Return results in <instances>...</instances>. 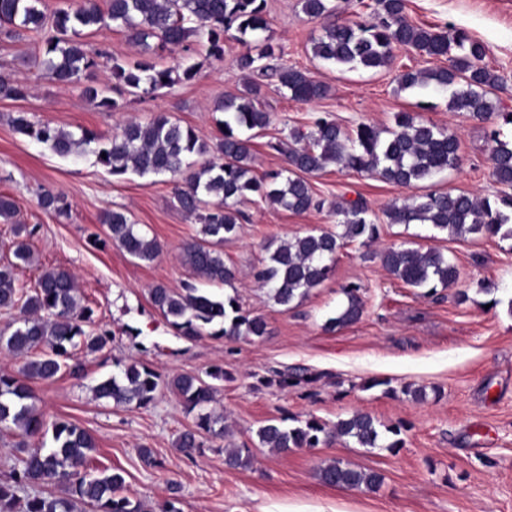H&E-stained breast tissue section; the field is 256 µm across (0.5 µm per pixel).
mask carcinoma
Returning <instances> with one entry per match:
<instances>
[{
    "label": "carcinoma",
    "mask_w": 512,
    "mask_h": 512,
    "mask_svg": "<svg viewBox=\"0 0 512 512\" xmlns=\"http://www.w3.org/2000/svg\"><path fill=\"white\" fill-rule=\"evenodd\" d=\"M35 0H0V25L41 36L43 74L62 87L93 71L98 62L77 40L79 29H123L130 40L146 54L183 46L192 37L206 48V57L224 55V37L230 30L236 39L246 42L255 38L254 51L237 60L240 70L278 75L281 85L297 101L312 102L324 98L328 87L309 72L281 65L272 67L266 61L281 57L268 37L266 0H108L107 10L96 0H83L74 11L48 14L34 5ZM301 11L309 19H326L336 11L333 0H300ZM374 21H352L327 24L323 34L313 41V57L341 69L377 70L388 66L396 45L406 46L429 57H445L457 51L447 68L428 71H406L400 77L404 89L433 88L449 92L448 108L464 111L485 119L499 111L493 90L501 77L484 63V44L463 30L436 31L414 25L405 15L406 0H376ZM199 64L177 71L158 68L148 58L133 62L113 61L114 90L122 95L151 94L178 81H189ZM26 85L0 77V97L23 99ZM261 88L250 85L240 97L224 100V131L210 145L200 139L190 126H183L160 113L147 122L130 120L110 137L84 130L81 136L53 127L36 124L20 112L12 118L16 132L61 156L80 155L92 147L97 161L115 177L129 172L141 176L165 175L181 177L174 194L179 208L196 217L201 224V237L187 243L183 259L208 284L229 285L234 269L224 262V239L233 235L241 218L238 208L250 195H256L284 209L302 213L322 202L315 199L308 175L325 169L330 162L355 171H366L383 181L399 186H418L435 175L454 170L460 163L457 136L436 124L421 119L415 112H399L391 128L379 129L360 124L354 133L344 131L327 116L314 120L313 130L305 133L293 129L290 141L270 144L288 160L287 175L268 173L253 175L251 140L241 138L238 128L264 130L270 115L260 102ZM490 159L493 175L503 187L497 201L478 198L468 193L427 192L389 207L385 215L391 224H428L451 236L466 234L501 235L512 238V140L492 138ZM202 156L198 164L190 161ZM44 208L60 215L68 204L60 193L45 192ZM340 216L339 232L307 234L278 245L263 261L257 279L269 290L275 303L288 306L327 280L337 251L346 243L367 242L379 236V225L368 218V208L353 201L336 208ZM107 238L118 243L133 259L150 263L159 255L160 245L142 233L125 212L113 210L105 214ZM36 227L17 224L12 243L13 260L0 264V308L22 305L26 313L22 325L11 333L0 332V348L27 358L23 375L0 373V424L12 423L21 430L22 440L16 448L17 458L11 481L0 482V512H16L17 489L45 482L61 487L59 495H36L26 502L24 512H77L87 504L92 512H142L141 502L124 493L125 479L119 473L104 471L94 475L80 472L88 454L96 448L93 437L66 420L46 423L30 400L34 399L31 379H51L63 371L73 373L78 367L69 364L78 346L89 353L103 350L112 340L107 329L88 332L94 323L93 310L80 303L75 277L65 269L44 272L26 294L16 287L15 270L29 265L34 256L30 239ZM390 275L405 284L436 289L446 288L458 277L455 264L435 249L391 248L381 256ZM360 286L344 288L346 303L328 322L331 329L358 322L363 314ZM152 305L181 335L196 338L203 335L227 339L261 338L267 334V323L261 316L243 310L235 295L217 297L204 288L187 283L175 292L157 285L150 294ZM231 379L224 368L216 366L207 379L181 376L167 382L188 411H197L193 428L183 431L177 448L189 455L200 447L203 434L222 438L227 433L224 417L208 410L215 401L218 388L214 382ZM161 384L154 370L135 364L127 365L121 374L101 382L96 396L110 399L117 406H145L155 399ZM52 432V446L30 444L29 439ZM395 436L381 444L383 431L369 414L354 412L329 427L316 418L289 427L285 420H270L258 430L260 443L277 452L293 448H317L332 441L353 442L361 448L394 450L402 446L401 429L386 428ZM225 464L247 467L251 464L247 448H226ZM320 481L329 486L378 489L383 477L335 459L319 470Z\"/></svg>",
    "instance_id": "carcinoma-1"
}]
</instances>
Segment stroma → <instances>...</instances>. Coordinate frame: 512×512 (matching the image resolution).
I'll return each instance as SVG.
<instances>
[{"label":"stroma","mask_w":512,"mask_h":512,"mask_svg":"<svg viewBox=\"0 0 512 512\" xmlns=\"http://www.w3.org/2000/svg\"><path fill=\"white\" fill-rule=\"evenodd\" d=\"M406 14L415 25L462 29L485 44L486 64L504 78L494 92L500 115L480 120L449 111L447 93L401 89L404 71L446 67L445 57L399 47L391 65L377 71L325 65L311 53L322 21L308 19L300 0H267L269 34L283 63L309 71L329 92L321 100L299 102L281 88L277 76L253 75L250 80L260 85L271 114L269 127L251 140L254 175L285 168V156L271 150L270 141L293 128L311 130L316 116L329 114L351 131L362 123L386 128L395 113L415 112L460 141L458 168L436 175L429 189L488 198L500 193L489 135L496 130L501 138H512V124L502 119L512 112V0H408ZM79 40L90 54L104 50L125 61L140 57L139 46L115 28L87 29ZM248 49L232 38L225 39L220 59L205 58L195 42L170 49L156 57L157 67L195 63V77L149 95H123L120 109L108 111L85 95L84 83L63 88L43 75L36 34L13 40L0 33V76L31 86L27 98L0 99V195L15 200V222L37 228L31 240L35 261L17 269V285L28 292L43 270H70L96 324L112 332L100 352L75 349L79 376L63 372L32 380L36 406L46 421L65 419L88 431L96 449L87 472L121 473L126 494L145 512H159L168 501L178 512H512L511 239L457 238L424 224L388 223L385 209L418 195V188L332 163L310 178L320 208L296 214L249 196L236 235L224 242V261L235 270L230 291L244 311L265 318L267 335L189 340L150 303L155 285L178 291L194 279L181 250L198 236L200 224L178 209L172 178L132 172L114 177L94 153L58 156L17 133L11 123L24 112L32 121L76 135L87 129L108 136L130 118L147 121L163 113L212 143L224 118L220 104L238 95L248 80L236 67L237 57ZM47 189L64 195L67 216L43 208ZM356 199L366 203L370 219L379 224V239L368 247L345 244L329 279L302 301L275 304L256 278L268 245L335 230L337 204ZM119 207L160 243L154 262L132 259L110 242L91 244L92 235L106 233L104 214ZM399 247L439 249L456 265L457 280L432 292L395 279L381 255ZM351 283L360 287L361 319L327 330V319L344 303L343 288ZM130 363L155 370L165 381L202 377L212 367H223L229 378L219 383L213 408L224 414L230 436L204 438L202 447L187 456L175 441L193 427L194 416L169 389L160 388L144 407L97 399L95 386ZM296 367L304 368L305 380L275 384L277 373ZM374 378L379 386L367 388ZM409 383L425 387L427 399L417 403L405 396L402 388ZM356 411L400 427L402 447L368 450L333 441L279 454L262 447L257 436L271 419L314 417L331 425ZM144 446L152 449L154 465L141 461ZM232 447L251 450L249 468L225 465L224 451ZM334 459L380 473L382 486L373 492L324 485L318 472Z\"/></svg>","instance_id":"stroma-1"}]
</instances>
